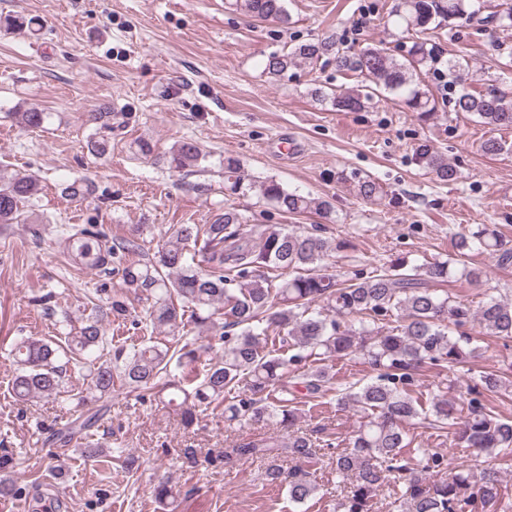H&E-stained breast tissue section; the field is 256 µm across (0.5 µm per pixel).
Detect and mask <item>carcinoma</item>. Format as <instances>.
Returning a JSON list of instances; mask_svg holds the SVG:
<instances>
[{"mask_svg": "<svg viewBox=\"0 0 512 512\" xmlns=\"http://www.w3.org/2000/svg\"><path fill=\"white\" fill-rule=\"evenodd\" d=\"M286 0H235L241 11L259 19H276L286 25L290 14ZM475 0H397L392 16L396 24L413 30L417 40L401 57L385 48H343L333 35L311 38L282 52L270 54L264 72L281 79L288 72L324 56L336 61L340 71L360 78L348 93L314 95L343 112H358L387 93L393 100L424 119L438 111L436 101L418 74H427L437 63V48L423 36L446 23L469 25L479 10ZM469 61L448 59V77L458 83L469 72ZM453 111L473 115L494 127L512 128V98L494 90L485 93L466 87L453 98ZM19 123L39 128L46 114L36 109L17 113ZM420 162L436 179L453 182L457 170L448 159L424 143L417 148ZM196 144L184 140L169 151V164L183 169L198 161ZM239 162L224 159L225 190H245ZM37 181L17 172L0 178V224H24L27 207L39 194ZM359 195L372 199L382 187L371 177L358 181ZM259 195L288 214L314 212L326 218L332 204L290 191L268 179L259 185ZM63 250L77 265L89 263L104 268L113 259L140 248L136 238L108 239L87 229L69 228L61 235ZM458 252L488 254L501 265L512 263V247L493 224L455 234ZM330 244L308 232L248 224L233 208L217 214L209 224H181L161 246L157 256L122 268V287L151 298L146 319L154 328L174 331L185 327V309H191L194 324H216L219 316L224 353L210 359L201 375L195 374L200 348L184 341L181 347L145 343L126 351L113 350L112 358L97 352L107 345L105 319L122 318L128 308L114 296L101 314L76 326L62 325L61 342L32 337L17 339L12 356L17 366L12 381L16 399L50 397L60 393L67 367L89 365L91 399L112 393L114 379L133 391L148 394L180 410L190 426L197 411L236 392L224 405L228 423L249 419L272 423L280 430L236 440L224 449V463L267 459L271 483L286 485L289 498L306 502L317 487L310 468L320 455L312 434L293 429L298 404H323L334 391L336 403L352 406L359 413L358 427L344 449L336 453V484L347 489L338 502L339 512H372L377 491L388 476L402 484L397 497L402 512H486L501 505L500 471H472L463 462H450L438 452L427 455L417 469L410 464L419 449L412 447L406 425L423 418L438 430L451 429L450 446L463 448L470 456L495 455L512 460V420L501 419L490 402L512 382L493 373L471 377L466 384L467 414L441 395L423 408L416 395L415 378L427 365L455 369L465 366L472 354L474 336L512 338V301L490 296L477 310L456 300L444 288L461 275L480 283L479 267L458 270L450 259L422 264L404 259L375 267L356 269L344 277L328 269ZM395 318V325L383 321ZM278 336L295 350L285 358L260 350L262 340ZM360 356L377 375L360 379L342 390H333L330 363L347 356ZM318 363L316 368L308 362ZM244 389H239V384ZM98 421L96 412H80L73 426L63 431L69 443L76 433ZM282 457L292 462L284 471L276 465Z\"/></svg>", "mask_w": 512, "mask_h": 512, "instance_id": "cac0c4a2", "label": "carcinoma"}]
</instances>
